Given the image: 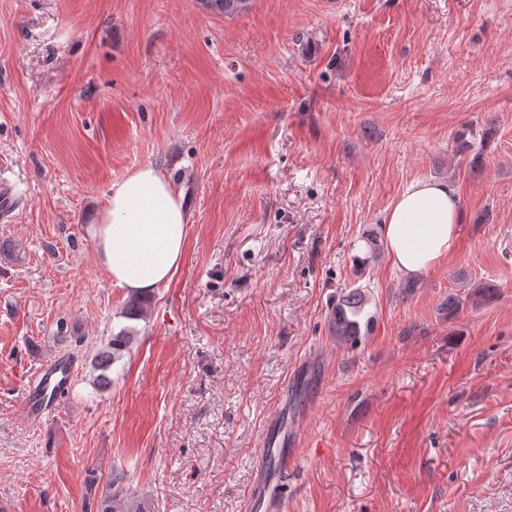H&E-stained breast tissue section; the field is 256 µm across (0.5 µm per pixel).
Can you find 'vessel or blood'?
Masks as SVG:
<instances>
[{
  "label": "vessel or blood",
  "instance_id": "b4317fda",
  "mask_svg": "<svg viewBox=\"0 0 512 512\" xmlns=\"http://www.w3.org/2000/svg\"><path fill=\"white\" fill-rule=\"evenodd\" d=\"M73 361L61 355L46 362L31 387L26 401L29 416L38 418L52 412L60 398L73 386ZM261 457L265 462L256 470V479L247 491L245 512H287L288 503L283 485L277 476L268 473L267 460H274L279 473L288 472L295 463V455L288 447V437L277 418H270L262 434Z\"/></svg>",
  "mask_w": 512,
  "mask_h": 512
}]
</instances>
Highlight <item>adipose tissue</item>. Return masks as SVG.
<instances>
[{
    "instance_id": "ef3b65f1",
    "label": "adipose tissue",
    "mask_w": 512,
    "mask_h": 512,
    "mask_svg": "<svg viewBox=\"0 0 512 512\" xmlns=\"http://www.w3.org/2000/svg\"><path fill=\"white\" fill-rule=\"evenodd\" d=\"M190 218L183 192L157 166L142 165L107 190L94 228L97 262L120 287L151 295L181 264ZM463 221L448 182L411 180L383 218L396 269L416 276L437 267L456 250Z\"/></svg>"
}]
</instances>
